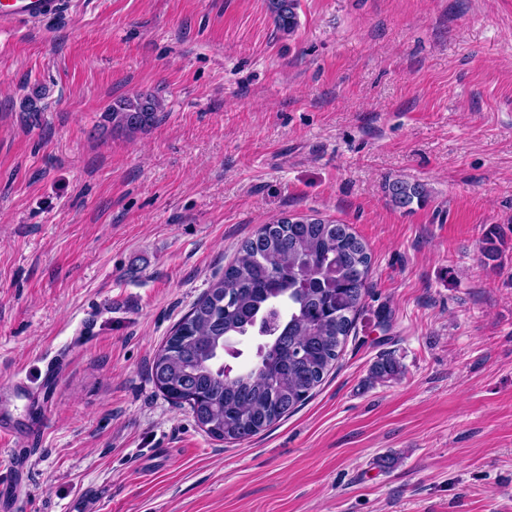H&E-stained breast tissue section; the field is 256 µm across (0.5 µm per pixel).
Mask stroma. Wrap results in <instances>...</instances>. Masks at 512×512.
<instances>
[{"label": "stroma", "instance_id": "1", "mask_svg": "<svg viewBox=\"0 0 512 512\" xmlns=\"http://www.w3.org/2000/svg\"><path fill=\"white\" fill-rule=\"evenodd\" d=\"M136 92L158 123L100 133ZM313 212L368 244L363 312L304 406L226 445L153 355L259 225ZM41 413L18 512H512V0H299L291 35L265 0H69L0 32V419ZM387 193L390 201L399 208L410 206L414 200L424 201L429 191L425 184L420 182H410L404 179H396L387 184Z\"/></svg>", "mask_w": 512, "mask_h": 512}]
</instances>
